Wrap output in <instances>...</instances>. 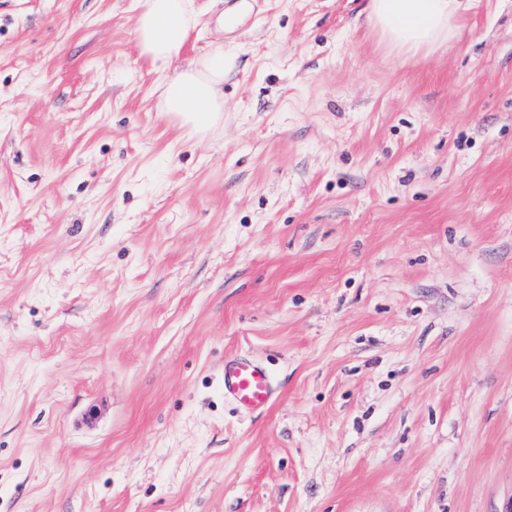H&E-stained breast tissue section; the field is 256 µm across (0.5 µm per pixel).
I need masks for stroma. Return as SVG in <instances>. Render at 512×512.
<instances>
[{
    "label": "stroma",
    "mask_w": 512,
    "mask_h": 512,
    "mask_svg": "<svg viewBox=\"0 0 512 512\" xmlns=\"http://www.w3.org/2000/svg\"><path fill=\"white\" fill-rule=\"evenodd\" d=\"M193 2L200 137L142 0H0V512H502L512 0L415 56L368 0ZM231 63L224 47L207 52L159 86L160 110L195 134H205L224 118V75ZM276 389L267 367L249 355L224 359V399L244 411H264L275 400Z\"/></svg>",
    "instance_id": "obj_1"
}]
</instances>
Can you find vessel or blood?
Here are the masks:
<instances>
[{
    "mask_svg": "<svg viewBox=\"0 0 512 512\" xmlns=\"http://www.w3.org/2000/svg\"><path fill=\"white\" fill-rule=\"evenodd\" d=\"M276 389L267 367L248 355L224 360V398L245 411H264L275 400Z\"/></svg>",
    "mask_w": 512,
    "mask_h": 512,
    "instance_id": "1",
    "label": "vessel or blood"
}]
</instances>
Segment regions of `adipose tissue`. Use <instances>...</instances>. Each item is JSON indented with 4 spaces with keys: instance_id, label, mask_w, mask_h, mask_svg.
<instances>
[{
    "instance_id": "ef3b65f1",
    "label": "adipose tissue",
    "mask_w": 512,
    "mask_h": 512,
    "mask_svg": "<svg viewBox=\"0 0 512 512\" xmlns=\"http://www.w3.org/2000/svg\"><path fill=\"white\" fill-rule=\"evenodd\" d=\"M460 8V0H369L367 19L390 52L432 53L459 37ZM195 25L193 0H144L137 49L157 68H167L181 56ZM230 67L218 47L176 71L159 87L161 111L192 133H207L224 117V75Z\"/></svg>"
}]
</instances>
